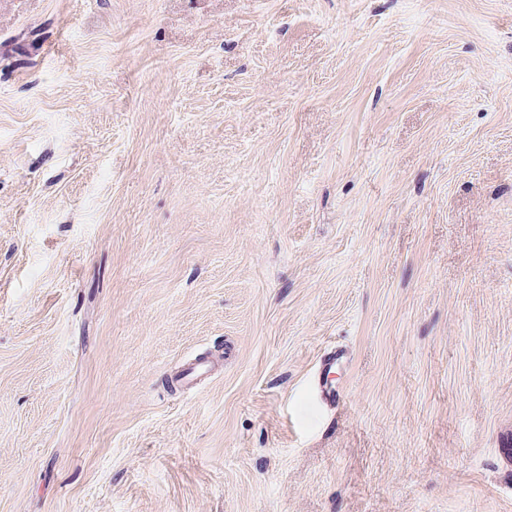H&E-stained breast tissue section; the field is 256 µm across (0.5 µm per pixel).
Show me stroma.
I'll use <instances>...</instances> for the list:
<instances>
[{
	"instance_id": "obj_1",
	"label": "stroma",
	"mask_w": 512,
	"mask_h": 512,
	"mask_svg": "<svg viewBox=\"0 0 512 512\" xmlns=\"http://www.w3.org/2000/svg\"><path fill=\"white\" fill-rule=\"evenodd\" d=\"M0 512H512V0H0Z\"/></svg>"
}]
</instances>
